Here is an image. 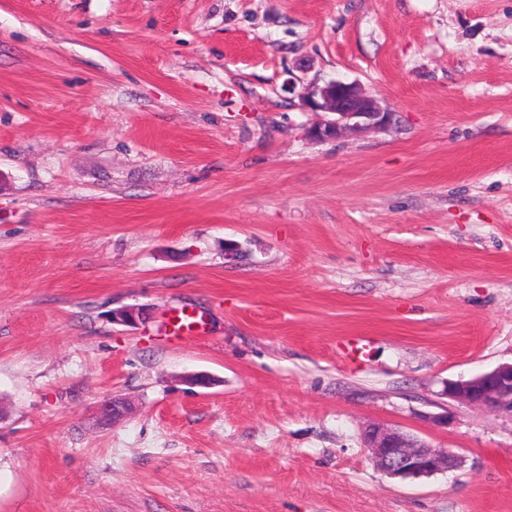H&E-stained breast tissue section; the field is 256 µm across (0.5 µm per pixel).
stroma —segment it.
Here are the masks:
<instances>
[{
    "instance_id": "1",
    "label": "stroma",
    "mask_w": 512,
    "mask_h": 512,
    "mask_svg": "<svg viewBox=\"0 0 512 512\" xmlns=\"http://www.w3.org/2000/svg\"><path fill=\"white\" fill-rule=\"evenodd\" d=\"M334 78L394 126L311 139ZM511 361L512 0H0V512H512L445 394ZM170 328L172 337L184 342H192L203 336L202 320L193 311L175 312L170 319ZM363 442L376 466L392 478H421L460 467L461 457L450 448H429L400 429L370 424Z\"/></svg>"
}]
</instances>
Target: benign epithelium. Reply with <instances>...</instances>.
Segmentation results:
<instances>
[{"instance_id": "1", "label": "benign epithelium", "mask_w": 512, "mask_h": 512, "mask_svg": "<svg viewBox=\"0 0 512 512\" xmlns=\"http://www.w3.org/2000/svg\"><path fill=\"white\" fill-rule=\"evenodd\" d=\"M302 105L324 118L309 129L319 141L337 139L345 133L377 131L388 128L393 112L365 93L355 82L332 79L314 84L301 94ZM148 312L125 307L114 312L123 325H137ZM447 395L454 401L476 409L512 415V362L468 380L451 382ZM363 442L376 466L392 478H421L460 467L461 457L450 448H430L415 437L393 427L370 424L364 428Z\"/></svg>"}]
</instances>
